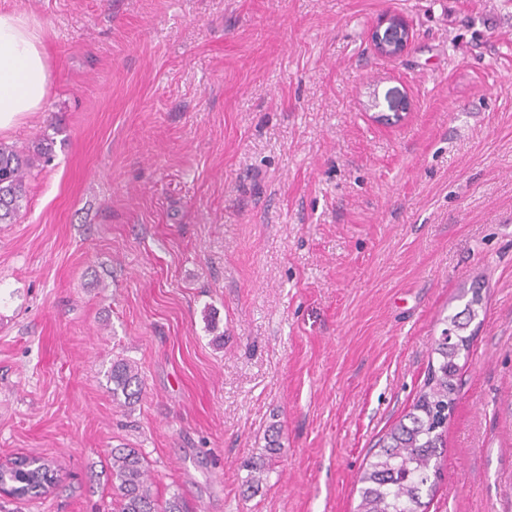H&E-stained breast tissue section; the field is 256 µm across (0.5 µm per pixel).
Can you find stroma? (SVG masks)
<instances>
[{
	"label": "stroma",
	"instance_id": "stroma-1",
	"mask_svg": "<svg viewBox=\"0 0 512 512\" xmlns=\"http://www.w3.org/2000/svg\"><path fill=\"white\" fill-rule=\"evenodd\" d=\"M0 11L38 22L50 70L0 143L53 139L0 224V461L59 470L0 512H112L123 446L188 512H355L476 282L428 512H512V0ZM386 14L414 31L396 59L370 40ZM107 382L112 383L109 387L113 401L130 405L135 403L142 391V380L140 379L138 367L134 362L126 359L113 360L110 370L107 372Z\"/></svg>",
	"mask_w": 512,
	"mask_h": 512
}]
</instances>
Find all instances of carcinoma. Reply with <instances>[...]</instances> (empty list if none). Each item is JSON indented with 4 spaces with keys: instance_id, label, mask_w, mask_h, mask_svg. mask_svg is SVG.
Segmentation results:
<instances>
[{
    "instance_id": "cac0c4a2",
    "label": "carcinoma",
    "mask_w": 512,
    "mask_h": 512,
    "mask_svg": "<svg viewBox=\"0 0 512 512\" xmlns=\"http://www.w3.org/2000/svg\"><path fill=\"white\" fill-rule=\"evenodd\" d=\"M51 156L46 138L31 150L0 144V224L14 223L27 198L32 170L49 164ZM482 309V297L474 288L464 308L443 319L417 399L382 437L360 477L357 512H427L423 492L432 489L431 477L440 474L448 409L457 400L459 361L469 355L470 337L464 332ZM107 382L116 402L133 404L141 395L138 367L126 359L112 362ZM111 474L113 512H185L180 493L163 501L153 493L149 463L137 449H112ZM56 480L54 463L39 457L21 458L7 474V483L29 492L31 498L38 497L45 485H56Z\"/></svg>"
}]
</instances>
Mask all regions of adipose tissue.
Segmentation results:
<instances>
[{"label":"adipose tissue","instance_id":"adipose-tissue-1","mask_svg":"<svg viewBox=\"0 0 512 512\" xmlns=\"http://www.w3.org/2000/svg\"><path fill=\"white\" fill-rule=\"evenodd\" d=\"M50 91L41 35L27 17L0 13V131L39 111Z\"/></svg>","mask_w":512,"mask_h":512}]
</instances>
